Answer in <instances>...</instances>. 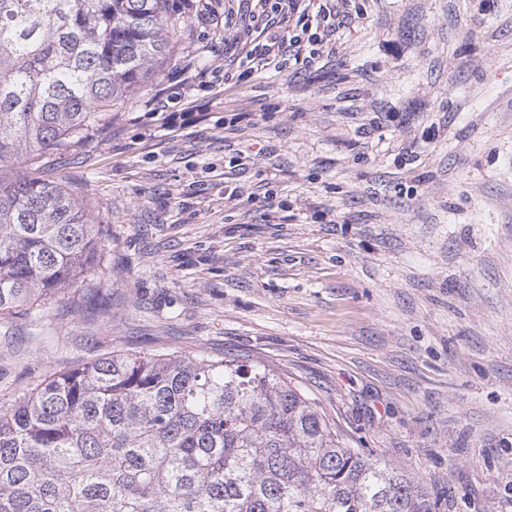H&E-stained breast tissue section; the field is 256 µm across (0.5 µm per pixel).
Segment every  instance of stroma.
I'll list each match as a JSON object with an SVG mask.
<instances>
[{
    "mask_svg": "<svg viewBox=\"0 0 512 512\" xmlns=\"http://www.w3.org/2000/svg\"><path fill=\"white\" fill-rule=\"evenodd\" d=\"M237 5L167 0L165 58L43 158L109 248L0 319V406L112 351L257 361L441 512H512V0H340L312 70L248 80Z\"/></svg>",
    "mask_w": 512,
    "mask_h": 512,
    "instance_id": "stroma-1",
    "label": "stroma"
}]
</instances>
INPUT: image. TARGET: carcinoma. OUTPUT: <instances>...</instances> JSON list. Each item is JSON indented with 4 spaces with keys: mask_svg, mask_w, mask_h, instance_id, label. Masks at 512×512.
<instances>
[{
    "mask_svg": "<svg viewBox=\"0 0 512 512\" xmlns=\"http://www.w3.org/2000/svg\"><path fill=\"white\" fill-rule=\"evenodd\" d=\"M166 0H0V317L106 250L57 180L18 165L80 139L167 49ZM345 448L284 375L204 352L101 355L0 407V512H438Z\"/></svg>",
    "mask_w": 512,
    "mask_h": 512,
    "instance_id": "1",
    "label": "carcinoma"
}]
</instances>
